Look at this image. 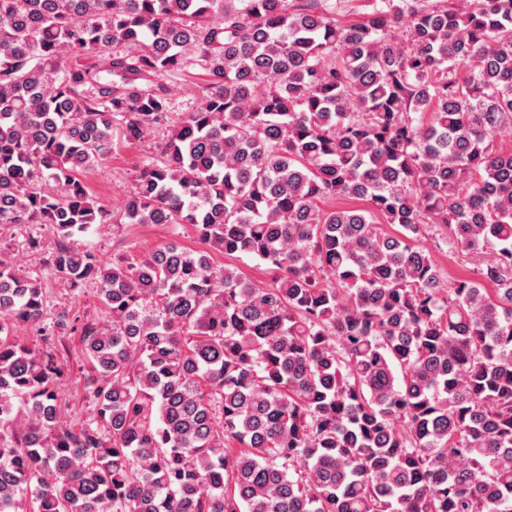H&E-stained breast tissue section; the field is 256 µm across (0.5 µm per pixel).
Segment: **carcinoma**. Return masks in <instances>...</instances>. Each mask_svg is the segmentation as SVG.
Here are the masks:
<instances>
[{
  "instance_id": "carcinoma-1",
  "label": "carcinoma",
  "mask_w": 512,
  "mask_h": 512,
  "mask_svg": "<svg viewBox=\"0 0 512 512\" xmlns=\"http://www.w3.org/2000/svg\"><path fill=\"white\" fill-rule=\"evenodd\" d=\"M189 63L204 92L121 221L205 249L103 261L84 173ZM511 134L512 0L351 25L318 0H0V224L54 225L57 276L110 318L57 323L97 383L64 427V365L17 338L46 295L0 253V512H512ZM429 224L477 277L444 284ZM215 264L220 267L227 265H234L238 267L246 277L250 280L261 284L269 285L272 283L274 275L267 270V266L257 258L240 255L239 258H224V255L219 253L212 254Z\"/></svg>"
}]
</instances>
